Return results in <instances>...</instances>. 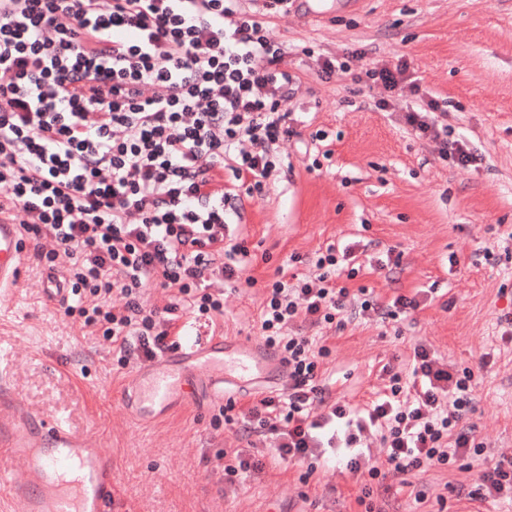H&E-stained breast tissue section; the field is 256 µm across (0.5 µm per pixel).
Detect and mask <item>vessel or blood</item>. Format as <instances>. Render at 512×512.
<instances>
[{
	"instance_id": "obj_1",
	"label": "vessel or blood",
	"mask_w": 512,
	"mask_h": 512,
	"mask_svg": "<svg viewBox=\"0 0 512 512\" xmlns=\"http://www.w3.org/2000/svg\"><path fill=\"white\" fill-rule=\"evenodd\" d=\"M298 16L316 21L366 0H291ZM20 225L0 222V288H15L24 265ZM207 359L212 368L207 388L216 402L229 391L285 376L283 366L253 349L246 340L222 335L181 342L140 366L123 402L135 420L153 421L177 399L192 398L197 389L195 367ZM77 480H65L68 470ZM114 494L112 459L91 438L61 421L34 417L15 399L0 396V512H107Z\"/></svg>"
}]
</instances>
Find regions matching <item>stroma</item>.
Returning <instances> with one entry per match:
<instances>
[{
  "label": "stroma",
  "mask_w": 512,
  "mask_h": 512,
  "mask_svg": "<svg viewBox=\"0 0 512 512\" xmlns=\"http://www.w3.org/2000/svg\"><path fill=\"white\" fill-rule=\"evenodd\" d=\"M267 22L300 80L295 128L305 138L325 131L319 147L331 157L314 170L309 157L290 153V172L245 199L236 231L254 255L249 273L258 284L209 331L259 343L263 283L287 263L311 275L309 259L326 243L394 249V275L366 266L351 288H370L382 303L423 289L426 300L399 332L376 318L321 329L330 350L322 384L330 401L361 407L383 387L382 366L406 362L415 344L458 369L491 353L469 420L486 446L483 462L423 465L410 486L375 488L373 504L376 512H501L469 493L484 467L512 453V344L496 326L512 312V259L501 258L512 242V0H370L368 12L326 22L293 12ZM358 48L389 62L406 57L411 77L446 102L475 166L446 164L398 114L367 108L369 89L351 75L318 79V58ZM24 241L19 283L0 298V377L31 412L100 441L112 457L113 512H364L360 481L334 466L309 477L305 466L269 460L245 484L225 483L223 453L249 444L206 396L174 402L158 422L134 420L121 393L138 361L118 366L99 331L45 300L37 241Z\"/></svg>",
  "instance_id": "35a3bbf8"
}]
</instances>
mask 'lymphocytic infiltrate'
Here are the masks:
<instances>
[{"instance_id": "lymphocytic-infiltrate-1", "label": "lymphocytic infiltrate", "mask_w": 512, "mask_h": 512, "mask_svg": "<svg viewBox=\"0 0 512 512\" xmlns=\"http://www.w3.org/2000/svg\"><path fill=\"white\" fill-rule=\"evenodd\" d=\"M0 0V219L40 239L48 271L65 269L69 316L101 330L118 365L150 362L180 341L179 317H222L230 295L254 287L253 257L231 229L240 195H263L295 130L286 104L300 82L282 62L267 12L288 0ZM408 63L369 60L367 51L324 58L321 79L353 73L385 111L411 96L403 119L440 159L476 160L455 138L439 100L408 82ZM229 174L232 187L215 189ZM358 243L329 244L316 277L265 286L261 338L288 369V391L228 401L224 423L268 440L275 459L308 461L332 452L368 481L408 485L423 465L481 461L467 423L474 369L449 371L423 345L360 410L326 404L320 337L290 333L297 320L344 328L346 318L400 322L420 306L400 294L382 304L359 273ZM177 287L178 302L147 306L146 288ZM384 458L370 462L372 445ZM315 473V466L307 468Z\"/></svg>"}]
</instances>
